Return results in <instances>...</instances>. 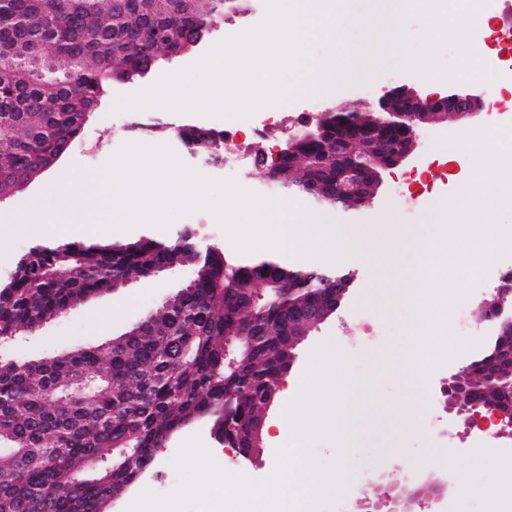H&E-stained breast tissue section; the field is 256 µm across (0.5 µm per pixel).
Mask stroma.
Wrapping results in <instances>:
<instances>
[{
    "label": "stroma",
    "instance_id": "obj_1",
    "mask_svg": "<svg viewBox=\"0 0 512 512\" xmlns=\"http://www.w3.org/2000/svg\"><path fill=\"white\" fill-rule=\"evenodd\" d=\"M267 15L265 0H253L250 11L230 13L211 28L208 37L198 48L197 54L174 58L145 78L130 82L116 83L107 89L100 105L85 125L82 135L72 144L68 153L50 170L48 177L68 179L75 173H90L125 145L141 141L147 146L169 147L185 165L192 166L193 160L187 150L169 132L181 125L192 124L205 129H223L225 120L217 116L198 113L175 112L160 106L143 109H117L119 98L130 96L155 85L163 76L192 67L197 63L198 54L213 49L241 31L261 24ZM402 39L390 54L388 64L368 84L342 87L338 97H318L317 105L311 109V116L320 115L322 110L333 107L337 101L371 96L375 90L389 81L406 83L416 90L424 85L416 71L424 66L432 73L443 71L451 59L463 61L467 72H474L475 59L469 58L468 47L459 37L433 40L427 15L418 12H404L400 15ZM484 121L483 115H476L466 124L445 121L422 128L419 145L414 157L386 174L372 206L355 210L352 216H340L336 212L311 206L305 199L280 194L270 181L264 168L250 166L247 182L250 192L265 197H280L299 215L319 219L338 220L339 223L379 224L390 220L399 225L405 239L422 240L435 234L440 209L439 198L446 193L447 186L436 183L415 193H401L397 183L402 173L426 167L434 159L435 151H448L456 147L463 128H475ZM187 231L197 240L223 248L226 256H236L237 251L230 245V239L208 210L197 209L181 215L168 227L140 224L128 230L102 232L101 240L112 244H125L142 237L163 240ZM339 267L353 271L355 280L338 311L313 329L296 349V361L286 375V382L301 384L309 369L310 360L316 348L325 341H333L345 354L355 358L357 373L374 377L372 389H356V398L364 400L360 415L372 418L380 414L382 405L395 408L412 407L416 414L408 424L403 437V449L398 455H387L383 448L365 446L356 449L358 476L370 479L376 471L393 469L396 462H403L410 473L408 483L392 491L381 487V499L398 494L404 497L417 494L420 501H428L429 486L436 480L448 483V491L438 504V512H493L494 497L489 487L498 485L500 474L491 459L497 449L512 448V438L494 433L470 430L463 418L449 415L445 410V397L432 393V384L448 369L458 368L470 360L471 337H462L459 350H450L441 345L431 355V366L427 383L404 380L400 375V362H393L389 369H381L377 359L381 351L398 334L399 325L405 317L402 310L392 308L391 303L403 291L412 276V264H405L402 270L394 271L372 266L366 258L352 257L339 260ZM192 270L178 266L165 270L147 280H136L124 288L107 292L78 302L64 317L44 324L36 333L15 338L0 344V359L38 360L45 356L75 348L94 347L119 337L130 330L146 316L156 312L162 302L175 294L190 279ZM367 312L374 334L360 344H350L346 326L358 312ZM285 409L283 401H276L269 411L265 423V446L254 463L241 464L235 454L219 446L211 432L212 424L207 420L192 422L177 432L162 448L155 452L151 469L114 504L115 512H129L131 506L146 492L166 498L180 487L182 478L175 465L182 445L191 438H199L209 448L214 462L225 472H245L248 478L260 480L269 476L276 462V448L273 437L276 425ZM437 419L447 430L446 441H438L427 435L424 423ZM486 453L490 462L474 469L470 459L474 454Z\"/></svg>",
    "mask_w": 512,
    "mask_h": 512
}]
</instances>
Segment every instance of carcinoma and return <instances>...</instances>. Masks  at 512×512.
<instances>
[{
  "label": "carcinoma",
  "instance_id": "obj_1",
  "mask_svg": "<svg viewBox=\"0 0 512 512\" xmlns=\"http://www.w3.org/2000/svg\"><path fill=\"white\" fill-rule=\"evenodd\" d=\"M0 0V197L43 174L82 133L106 89L143 77L202 43L213 21L251 0ZM295 134L277 184L315 206L336 202V170L323 164L318 128ZM204 163L224 155V132L173 133ZM174 262L193 276L156 313L121 336L39 362L0 360V512H104L115 489L153 464L154 450L198 418L219 444L238 440L295 358L303 306L329 303L336 270L277 258L228 259L183 234L128 244L67 241L32 247L0 285V340L31 334L74 303L151 277ZM249 343L224 371V341ZM74 383L83 398H57ZM125 448L116 468L105 452Z\"/></svg>",
  "mask_w": 512,
  "mask_h": 512
}]
</instances>
